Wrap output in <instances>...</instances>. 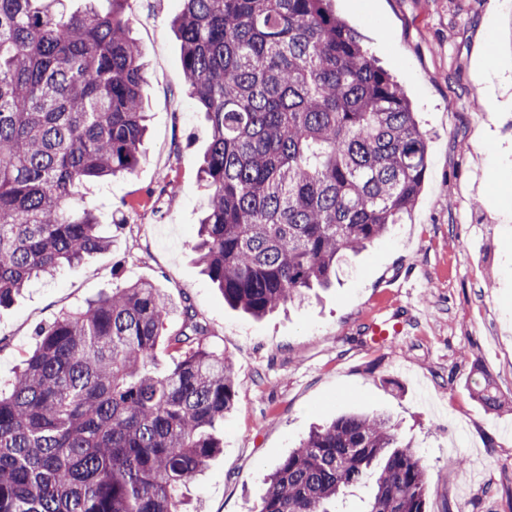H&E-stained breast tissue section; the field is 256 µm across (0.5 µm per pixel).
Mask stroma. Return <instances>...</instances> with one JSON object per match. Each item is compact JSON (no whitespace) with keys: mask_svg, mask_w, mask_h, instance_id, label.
I'll return each instance as SVG.
<instances>
[{"mask_svg":"<svg viewBox=\"0 0 512 512\" xmlns=\"http://www.w3.org/2000/svg\"><path fill=\"white\" fill-rule=\"evenodd\" d=\"M429 133L422 193L403 223L340 267L335 287L256 320L230 308L192 249L207 193L206 122L184 92L177 0H126L147 63L145 155L92 187L110 241L0 309V385L37 327L141 280L192 305L236 370L224 448L187 496L197 512H254L266 477L313 426L390 416L429 468L427 512H512V0H335ZM171 195L155 196L160 180ZM392 318L402 335L373 342ZM485 377L508 410L474 398Z\"/></svg>","mask_w":512,"mask_h":512,"instance_id":"35a3bbf8","label":"stroma"}]
</instances>
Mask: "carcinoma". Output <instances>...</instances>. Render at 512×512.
<instances>
[{"label": "carcinoma", "mask_w": 512, "mask_h": 512, "mask_svg": "<svg viewBox=\"0 0 512 512\" xmlns=\"http://www.w3.org/2000/svg\"><path fill=\"white\" fill-rule=\"evenodd\" d=\"M62 2L0 0V307L110 246L82 189L143 160L145 64L125 0L105 14ZM179 2L186 94L210 138L193 249L224 301L261 318L402 223L427 135L331 0ZM169 314L137 281L36 329L0 391V512H186L183 489L223 448L235 371L191 306L168 335ZM163 342L178 359L161 370ZM472 392L501 408L487 383ZM367 479L364 512H426L427 464L397 425L342 415L269 475L257 512H336Z\"/></svg>", "instance_id": "carcinoma-1"}]
</instances>
